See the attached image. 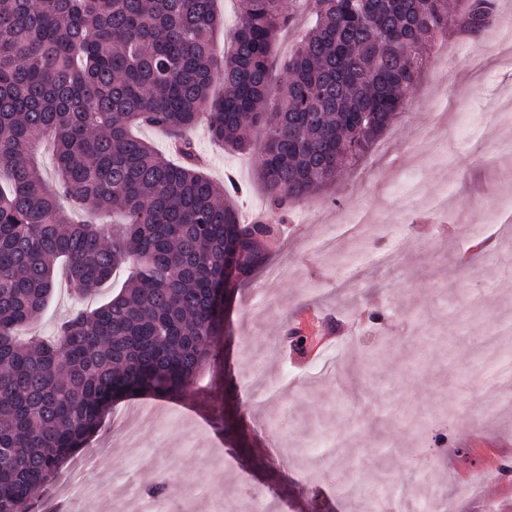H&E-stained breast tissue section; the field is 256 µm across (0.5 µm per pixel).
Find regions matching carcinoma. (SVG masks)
Segmentation results:
<instances>
[{
  "mask_svg": "<svg viewBox=\"0 0 512 512\" xmlns=\"http://www.w3.org/2000/svg\"><path fill=\"white\" fill-rule=\"evenodd\" d=\"M238 2L224 51L215 0H0V512H33V492L115 403L185 390L224 340V297L268 262L276 230L239 222L234 182L193 163V128L205 122L232 151L262 135L273 205L303 201L405 111L448 33V0H299L315 22L279 83L271 49L293 21L286 0ZM494 16V0H466L459 31L477 35ZM139 126L167 132L182 162ZM47 140L54 186L35 159ZM62 197L128 223L74 224ZM129 261L133 277L109 300L75 308L48 341L16 340L47 307L59 264L79 300Z\"/></svg>",
  "mask_w": 512,
  "mask_h": 512,
  "instance_id": "carcinoma-1",
  "label": "carcinoma"
}]
</instances>
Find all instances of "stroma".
<instances>
[{"instance_id":"stroma-1","label":"stroma","mask_w":512,"mask_h":512,"mask_svg":"<svg viewBox=\"0 0 512 512\" xmlns=\"http://www.w3.org/2000/svg\"><path fill=\"white\" fill-rule=\"evenodd\" d=\"M512 35L500 26L464 37L456 15L430 53L407 109L335 185L288 210L272 206L256 170L261 147L229 153L206 125L191 133L207 174L234 177L238 212L267 210L281 236L266 271L236 288L224 356L207 363L173 398L145 397L158 418L135 429L129 457L112 409L86 447L38 489L37 512L54 499L73 512H120L124 498L167 482L162 512H227L243 489L277 512H429L433 495L453 512H512V381L496 382L485 338L512 322V248L495 227L512 217V155L499 150L512 128ZM486 248L468 266L458 252L472 236ZM74 301L58 276L41 321L21 339L52 335ZM327 335L306 357L286 338ZM376 362L354 373L359 356ZM267 386L250 382L252 373ZM234 391H227V383ZM353 447L333 453L330 439ZM410 478L398 506L385 498ZM358 481L360 498L346 496ZM103 484L108 500L71 497Z\"/></svg>"}]
</instances>
